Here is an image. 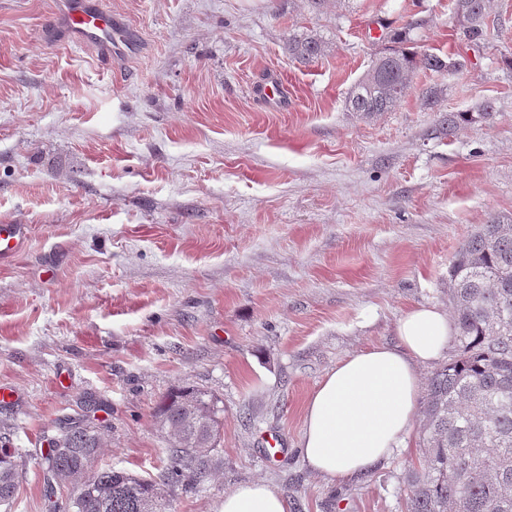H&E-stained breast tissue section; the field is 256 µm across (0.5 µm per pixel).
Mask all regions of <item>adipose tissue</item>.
I'll return each instance as SVG.
<instances>
[{
    "label": "adipose tissue",
    "instance_id": "ef3b65f1",
    "mask_svg": "<svg viewBox=\"0 0 512 512\" xmlns=\"http://www.w3.org/2000/svg\"><path fill=\"white\" fill-rule=\"evenodd\" d=\"M452 333L445 312L416 307L400 320L397 345L369 347L327 373L305 406L301 454L308 468L343 481L386 461L414 421L417 365L435 360ZM220 512H288V504L253 481L226 494Z\"/></svg>",
    "mask_w": 512,
    "mask_h": 512
}]
</instances>
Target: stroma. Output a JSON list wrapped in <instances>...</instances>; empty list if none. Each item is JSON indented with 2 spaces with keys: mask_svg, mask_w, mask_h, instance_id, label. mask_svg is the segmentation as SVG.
I'll list each match as a JSON object with an SVG mask.
<instances>
[{
  "mask_svg": "<svg viewBox=\"0 0 512 512\" xmlns=\"http://www.w3.org/2000/svg\"><path fill=\"white\" fill-rule=\"evenodd\" d=\"M55 2L0 0V224L26 227L0 260L10 512H67L40 462L70 419L105 431L101 465L159 473L157 407L186 386L223 400L224 442L174 512L257 480L288 512H405L421 421L338 482L302 459L304 407L344 358L396 344L406 311L448 308L460 245L512 217V0H486L477 39L454 0H107L139 38L112 61L52 38ZM395 29L465 65L418 69L394 111L358 118L344 99ZM304 33L325 45L307 64L288 54ZM274 73L287 100L254 96Z\"/></svg>",
  "mask_w": 512,
  "mask_h": 512,
  "instance_id": "obj_1",
  "label": "stroma"
}]
</instances>
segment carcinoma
<instances>
[{"label": "carcinoma", "instance_id": "carcinoma-1", "mask_svg": "<svg viewBox=\"0 0 512 512\" xmlns=\"http://www.w3.org/2000/svg\"><path fill=\"white\" fill-rule=\"evenodd\" d=\"M456 16L472 37L488 25L485 0H456ZM406 35L375 57L351 87L345 110L362 119L391 111L410 89L415 70L461 67L438 55L402 46ZM322 41H288L291 58L310 63ZM448 300L458 355L431 376L424 402L425 464L408 468L406 512H512V219L481 224L456 251L448 270ZM158 419L172 442L169 467L145 477L97 464L100 431L73 421L52 439L42 464L46 491L58 482L84 486L73 512H172L175 487L204 478L224 433V406L202 388L167 394ZM10 434L0 432V507L17 491L19 469Z\"/></svg>", "mask_w": 512, "mask_h": 512}]
</instances>
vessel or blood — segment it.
Instances as JSON below:
<instances>
[{
	"label": "vessel or blood",
	"mask_w": 512,
	"mask_h": 512,
	"mask_svg": "<svg viewBox=\"0 0 512 512\" xmlns=\"http://www.w3.org/2000/svg\"><path fill=\"white\" fill-rule=\"evenodd\" d=\"M56 19L60 39L78 48H96L104 58L128 55L137 46L133 29L104 0H60ZM25 230L22 224L0 225V259L21 249Z\"/></svg>",
	"instance_id": "vessel-or-blood-1"
}]
</instances>
